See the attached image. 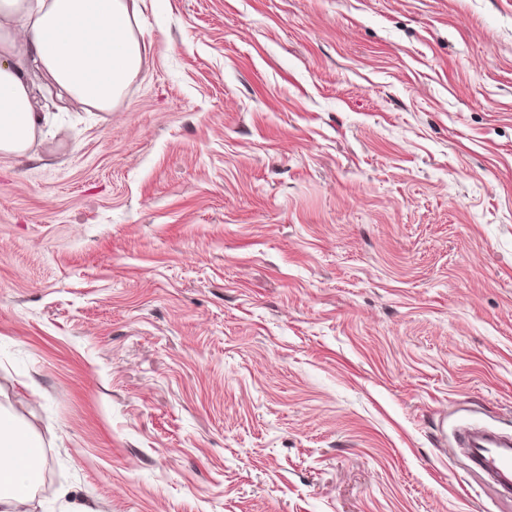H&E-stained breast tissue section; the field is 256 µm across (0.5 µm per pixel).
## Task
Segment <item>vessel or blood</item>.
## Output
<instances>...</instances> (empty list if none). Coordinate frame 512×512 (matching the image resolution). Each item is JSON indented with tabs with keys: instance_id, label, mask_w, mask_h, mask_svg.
Here are the masks:
<instances>
[{
	"instance_id": "1",
	"label": "vessel or blood",
	"mask_w": 512,
	"mask_h": 512,
	"mask_svg": "<svg viewBox=\"0 0 512 512\" xmlns=\"http://www.w3.org/2000/svg\"><path fill=\"white\" fill-rule=\"evenodd\" d=\"M459 444L467 449L471 469L502 503L512 502V436L464 429Z\"/></svg>"
}]
</instances>
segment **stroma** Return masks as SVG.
I'll return each instance as SVG.
<instances>
[{
	"instance_id": "35a3bbf8",
	"label": "stroma",
	"mask_w": 512,
	"mask_h": 512,
	"mask_svg": "<svg viewBox=\"0 0 512 512\" xmlns=\"http://www.w3.org/2000/svg\"><path fill=\"white\" fill-rule=\"evenodd\" d=\"M111 112L0 154L25 512H501L512 0H140ZM459 445L467 448L471 469L484 487L502 503H511L512 436L462 429Z\"/></svg>"
}]
</instances>
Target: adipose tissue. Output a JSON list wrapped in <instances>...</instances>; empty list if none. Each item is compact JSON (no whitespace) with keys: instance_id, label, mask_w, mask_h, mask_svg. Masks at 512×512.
Masks as SVG:
<instances>
[{"instance_id":"1","label":"adipose tissue","mask_w":512,"mask_h":512,"mask_svg":"<svg viewBox=\"0 0 512 512\" xmlns=\"http://www.w3.org/2000/svg\"><path fill=\"white\" fill-rule=\"evenodd\" d=\"M147 52L137 0H0V154L26 155L43 121L15 54L27 57L57 96L110 112Z\"/></svg>"}]
</instances>
